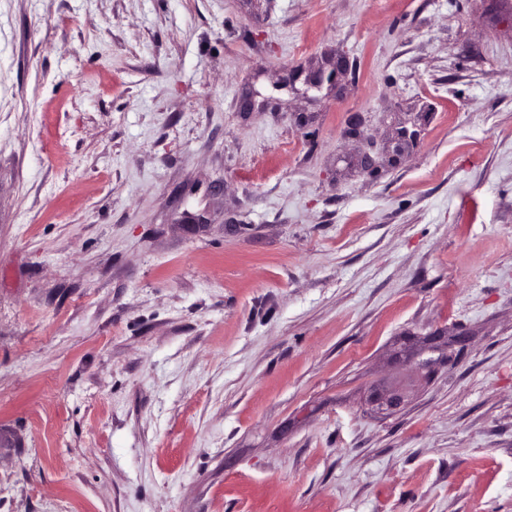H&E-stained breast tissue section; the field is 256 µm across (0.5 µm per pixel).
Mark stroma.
Instances as JSON below:
<instances>
[{"label":"stroma","instance_id":"obj_1","mask_svg":"<svg viewBox=\"0 0 512 512\" xmlns=\"http://www.w3.org/2000/svg\"><path fill=\"white\" fill-rule=\"evenodd\" d=\"M0 512H512V5L0 0Z\"/></svg>","mask_w":512,"mask_h":512}]
</instances>
